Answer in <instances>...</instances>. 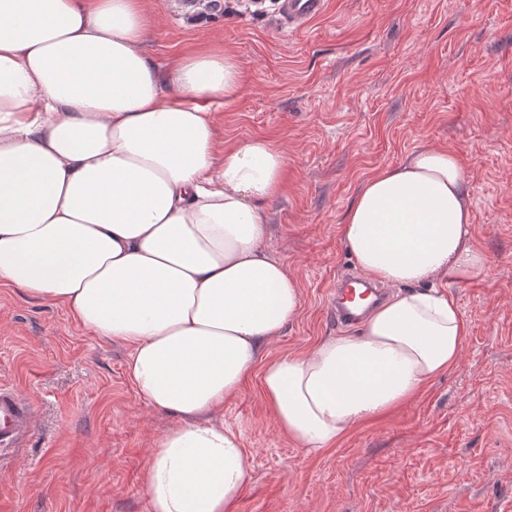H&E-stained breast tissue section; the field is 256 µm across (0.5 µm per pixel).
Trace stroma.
<instances>
[{"label": "stroma", "instance_id": "1", "mask_svg": "<svg viewBox=\"0 0 512 512\" xmlns=\"http://www.w3.org/2000/svg\"><path fill=\"white\" fill-rule=\"evenodd\" d=\"M182 2L146 0L150 55L231 52L244 82L214 114L220 143L266 138L288 159L268 247L302 306L269 356L358 333L327 313L355 267L340 226L363 182L415 149L457 156L488 258L439 282L468 324L457 366L335 448L280 433L258 379L226 400L215 418L252 460L230 512H512V0H327L301 31L243 18V0H195L191 17ZM129 353L0 285V385L34 408L31 435L0 452V512H151L144 467L176 419L136 392Z\"/></svg>", "mask_w": 512, "mask_h": 512}]
</instances>
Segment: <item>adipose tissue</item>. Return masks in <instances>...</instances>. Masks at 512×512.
Here are the masks:
<instances>
[{
	"instance_id": "obj_1",
	"label": "adipose tissue",
	"mask_w": 512,
	"mask_h": 512,
	"mask_svg": "<svg viewBox=\"0 0 512 512\" xmlns=\"http://www.w3.org/2000/svg\"><path fill=\"white\" fill-rule=\"evenodd\" d=\"M150 36L144 0H0V283L130 347L136 391L176 419L143 472L152 512H228L251 461L213 415L253 370L282 434L332 448L456 366L467 325L429 282L487 258L457 156L416 149L362 184L341 226L391 297L357 335L267 359L301 304L265 246L286 156L263 138L217 150L237 61L164 69Z\"/></svg>"
}]
</instances>
